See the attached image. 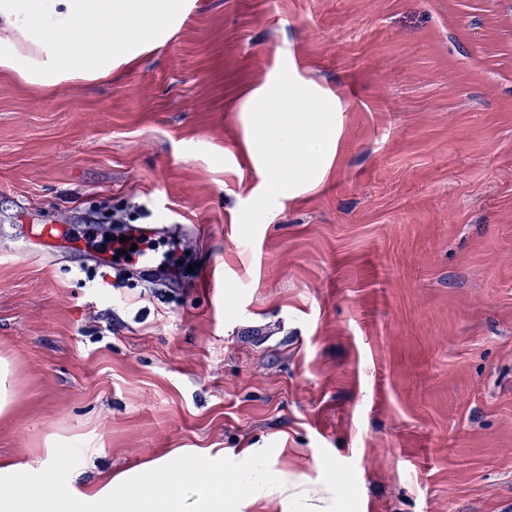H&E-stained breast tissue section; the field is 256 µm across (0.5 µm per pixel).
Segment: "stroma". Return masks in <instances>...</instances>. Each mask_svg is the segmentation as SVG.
Masks as SVG:
<instances>
[{"label": "stroma", "instance_id": "obj_1", "mask_svg": "<svg viewBox=\"0 0 512 512\" xmlns=\"http://www.w3.org/2000/svg\"><path fill=\"white\" fill-rule=\"evenodd\" d=\"M334 97L322 180L269 190L242 106ZM267 204L253 216L256 197ZM28 223L166 224L211 285L25 254ZM0 457L81 481L264 448L335 512H512V0H184L101 77L0 66ZM15 401V369L13 362L0 357V414L7 413ZM335 489L331 479L325 481L321 486L302 491V496L306 500L316 501V504L309 505L313 511L332 512L329 510L336 501L334 498Z\"/></svg>", "mask_w": 512, "mask_h": 512}]
</instances>
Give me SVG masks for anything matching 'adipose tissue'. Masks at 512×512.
Returning <instances> with one entry per match:
<instances>
[{
  "instance_id": "obj_1",
  "label": "adipose tissue",
  "mask_w": 512,
  "mask_h": 512,
  "mask_svg": "<svg viewBox=\"0 0 512 512\" xmlns=\"http://www.w3.org/2000/svg\"><path fill=\"white\" fill-rule=\"evenodd\" d=\"M182 0H0V26L33 46L20 53L0 38V64L44 85L62 76L105 75L157 45L182 11ZM247 136L278 194L317 183L333 154L335 103L280 73L253 90L243 106ZM63 452L47 449L33 472L0 461V512H242L287 497V474L270 473L264 451L182 448L168 456L78 485L65 473ZM235 483L243 494L231 497Z\"/></svg>"
}]
</instances>
